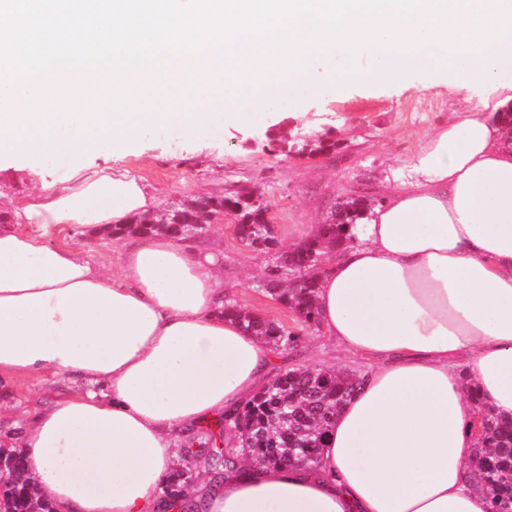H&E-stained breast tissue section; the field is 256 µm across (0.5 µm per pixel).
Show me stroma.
Listing matches in <instances>:
<instances>
[{
	"mask_svg": "<svg viewBox=\"0 0 512 512\" xmlns=\"http://www.w3.org/2000/svg\"><path fill=\"white\" fill-rule=\"evenodd\" d=\"M434 62L448 68L449 79L462 83L451 92L440 84L413 76L408 82L351 84L327 82L317 95L295 86L261 97L259 115L247 114L233 125L196 145L163 131L141 133L135 154L115 161L109 149L98 164L145 182L161 194L162 203L201 194L257 193L268 206L282 246L298 242L294 228L324 222L343 200L363 195L379 206L387 193L408 179L405 163L451 113L473 110L482 86L471 83L465 66L447 49L433 51ZM284 123L298 143L331 135L336 149L326 154L275 150L268 129ZM236 219L225 215L213 225L206 242L224 263V293L246 311L276 321L299 336L297 347L276 353L272 374L308 366H325L362 374L367 359L348 353L319 327L300 325L295 315L260 286L272 266L268 253L244 245L235 232ZM75 387L54 371L0 384V442L16 437L34 409Z\"/></svg>",
	"mask_w": 512,
	"mask_h": 512,
	"instance_id": "1",
	"label": "stroma"
}]
</instances>
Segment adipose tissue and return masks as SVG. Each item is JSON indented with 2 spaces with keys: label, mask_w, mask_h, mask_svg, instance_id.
<instances>
[{
  "label": "adipose tissue",
  "mask_w": 512,
  "mask_h": 512,
  "mask_svg": "<svg viewBox=\"0 0 512 512\" xmlns=\"http://www.w3.org/2000/svg\"><path fill=\"white\" fill-rule=\"evenodd\" d=\"M470 78L492 87L475 112H457L411 156V180L355 225L352 245L320 274L319 325L371 360L337 412L318 467L247 465L206 491L204 512H490L488 491L467 481L475 447L474 383L481 400L512 419V134L489 114L512 103V37L471 41ZM244 60L208 55L195 78L205 106L181 93L179 112L133 114L96 138L76 131L0 133V171L60 175L26 200H0V378L53 370L77 391L36 410L19 436L25 468L55 512H155L177 458L173 435L234 413L262 385L274 352L224 314L221 260L171 233L124 240L118 261H94L82 242L51 231L109 232L158 211L137 178L98 166L102 146L123 157L143 128L167 123L184 139L208 138L254 109V82L228 94ZM427 51L385 54L376 69L331 75L307 68L295 82L319 90L431 75ZM470 359L469 376L458 364Z\"/></svg>",
  "instance_id": "ef3b65f1"
}]
</instances>
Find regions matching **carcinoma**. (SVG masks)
Here are the masks:
<instances>
[{"label":"carcinoma","mask_w":512,"mask_h":512,"mask_svg":"<svg viewBox=\"0 0 512 512\" xmlns=\"http://www.w3.org/2000/svg\"><path fill=\"white\" fill-rule=\"evenodd\" d=\"M368 210V199L350 197L337 204L330 217L318 226L314 238L293 249H278L274 225L265 221L264 211L253 205L250 192L235 195H205L173 202L156 214L134 220L125 229L113 231L148 234L170 232L201 238L211 228L207 216L231 212L238 218L235 231L248 246L258 244L276 254L277 275L263 280L262 288L290 309L307 326L318 324L317 276L325 250L342 249L353 240L352 225L360 223ZM224 315L239 319L245 329L277 350L293 348L299 339L278 323L245 312L233 299L224 298ZM352 376L328 367L290 370L271 379L243 407L226 415L218 431L207 430L187 440L185 455L202 464L209 474L238 470V458L258 467L282 465L294 457L299 465L314 468L320 461L325 436L339 409L357 390ZM475 415L483 432L476 439L468 467L493 492L491 512H512V420L506 421L473 397ZM230 430L231 447H224V430ZM0 474L15 481L20 494L12 512H52L46 500L34 498L31 479L23 470L19 451L5 448L0 453ZM193 480L176 466L162 483L161 494L183 495Z\"/></svg>","instance_id":"1"}]
</instances>
